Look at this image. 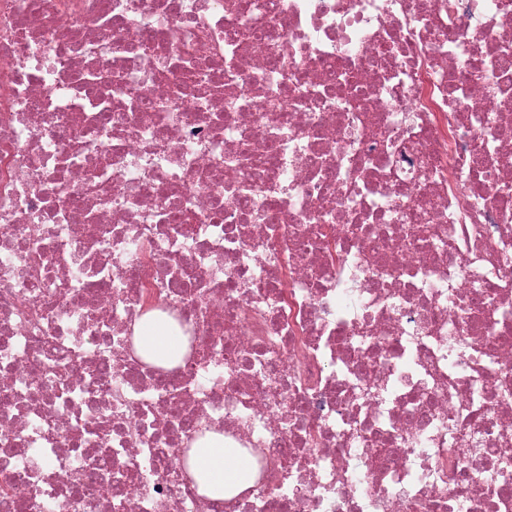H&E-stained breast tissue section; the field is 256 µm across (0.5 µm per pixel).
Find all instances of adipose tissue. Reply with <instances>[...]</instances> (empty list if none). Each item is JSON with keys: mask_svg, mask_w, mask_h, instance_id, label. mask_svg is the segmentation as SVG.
<instances>
[{"mask_svg": "<svg viewBox=\"0 0 512 512\" xmlns=\"http://www.w3.org/2000/svg\"><path fill=\"white\" fill-rule=\"evenodd\" d=\"M135 342L146 360L163 366L178 362L185 351L182 338L152 315L136 325ZM188 467L200 494L218 504L250 486L255 476L250 459L225 447L218 433L206 434L195 443Z\"/></svg>", "mask_w": 512, "mask_h": 512, "instance_id": "obj_1", "label": "adipose tissue"}]
</instances>
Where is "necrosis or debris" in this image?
Returning a JSON list of instances; mask_svg holds the SVG:
<instances>
[{
    "mask_svg": "<svg viewBox=\"0 0 512 512\" xmlns=\"http://www.w3.org/2000/svg\"><path fill=\"white\" fill-rule=\"evenodd\" d=\"M246 2L0 0V512H512V0ZM135 342L138 352L146 360L163 366L178 362L185 351L182 338L154 315L136 325ZM193 447L189 472L208 500L224 503L252 484L255 472L250 459L235 448H225L222 434L207 433Z\"/></svg>",
    "mask_w": 512,
    "mask_h": 512,
    "instance_id": "4bbe7bcc",
    "label": "necrosis or debris"
}]
</instances>
